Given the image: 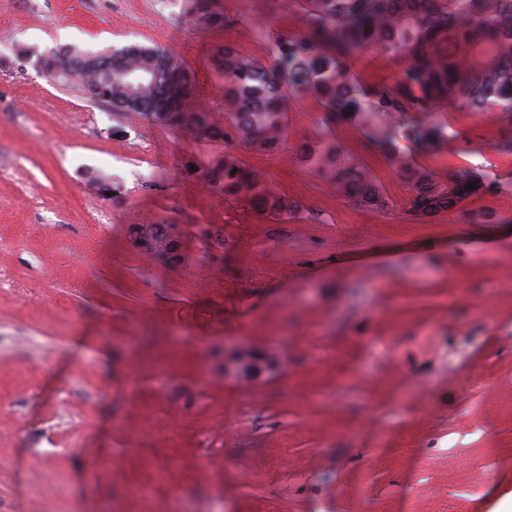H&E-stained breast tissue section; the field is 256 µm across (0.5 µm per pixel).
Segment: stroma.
Returning <instances> with one entry per match:
<instances>
[{"label": "stroma", "mask_w": 512, "mask_h": 512, "mask_svg": "<svg viewBox=\"0 0 512 512\" xmlns=\"http://www.w3.org/2000/svg\"><path fill=\"white\" fill-rule=\"evenodd\" d=\"M215 7L223 25L183 22L178 0L0 6V512H498L512 498L511 119L450 110L445 151L400 143L440 176L498 180L422 222L353 125L336 138L384 211L295 163L322 112L292 102L282 152L232 147L298 204L280 221L183 176L185 154L218 148L91 103L16 53L158 45L220 118L212 51L268 62L303 22L281 0ZM483 209L496 223H471ZM149 222L178 227L180 261L133 247L129 225ZM237 349L278 367L240 382L224 372Z\"/></svg>", "instance_id": "1"}]
</instances>
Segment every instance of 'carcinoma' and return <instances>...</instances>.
I'll return each mask as SVG.
<instances>
[{"label": "carcinoma", "mask_w": 512, "mask_h": 512, "mask_svg": "<svg viewBox=\"0 0 512 512\" xmlns=\"http://www.w3.org/2000/svg\"><path fill=\"white\" fill-rule=\"evenodd\" d=\"M305 30L282 34L266 64L232 46L214 52L211 67L224 82V121L194 101L185 118L173 110L170 93L196 87L192 70L157 46L129 45L94 55L112 67V109L135 112L148 122L183 133L197 145L224 146L209 162L190 155L183 171L224 199L244 203L276 220L297 213L296 202L277 193L261 172L246 167L230 151L237 140L264 154L283 147L291 100H316L323 112L315 141L301 144L294 161L309 169L338 197L366 210L388 202L370 169L336 139L332 126H357L410 186V212L427 221L490 193L497 181L474 168L444 178L405 156L403 140L433 154L451 135L442 112L494 110L512 119V0H288ZM182 17L194 24L222 25L212 0H183ZM376 50L404 60L392 83H369L354 69L356 53ZM36 69L65 85H76L88 101L104 102L107 90L89 66V53L72 46L24 50ZM158 69L167 94L132 97L122 72ZM476 188H467L468 184Z\"/></svg>", "instance_id": "cac0c4a2"}]
</instances>
